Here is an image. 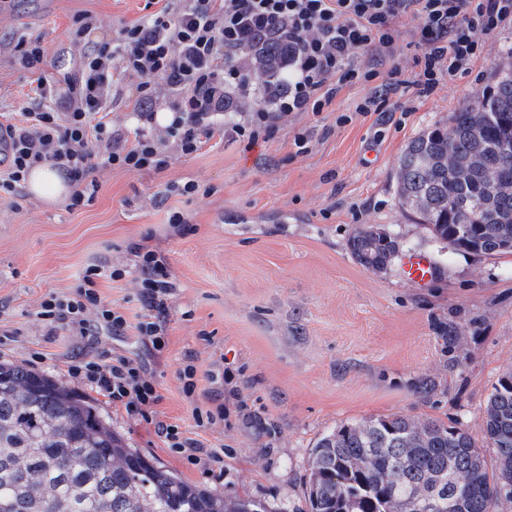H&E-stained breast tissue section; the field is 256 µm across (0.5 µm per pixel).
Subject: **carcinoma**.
I'll return each mask as SVG.
<instances>
[{
	"instance_id": "1",
	"label": "carcinoma",
	"mask_w": 512,
	"mask_h": 512,
	"mask_svg": "<svg viewBox=\"0 0 512 512\" xmlns=\"http://www.w3.org/2000/svg\"><path fill=\"white\" fill-rule=\"evenodd\" d=\"M265 78L263 103L288 86V41L243 50ZM399 201L458 250L512 252V64L494 85L411 140L396 164ZM359 264L399 252L380 227L354 233ZM472 434L392 415L347 423L310 450L307 512H499L512 502V367L499 377ZM0 512H268L253 499L191 485L126 447L88 400L21 363L0 362Z\"/></svg>"
}]
</instances>
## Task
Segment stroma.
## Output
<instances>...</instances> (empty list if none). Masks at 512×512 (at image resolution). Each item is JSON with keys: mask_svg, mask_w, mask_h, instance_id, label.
Instances as JSON below:
<instances>
[{"mask_svg": "<svg viewBox=\"0 0 512 512\" xmlns=\"http://www.w3.org/2000/svg\"><path fill=\"white\" fill-rule=\"evenodd\" d=\"M147 0H10L0 13V119L38 110L40 83L60 86L76 50L78 15H95L88 43L108 42L146 14ZM40 42L44 62L24 69L19 41ZM469 72L426 97L390 96L392 122L353 111L364 95L344 85L329 109L285 117L269 138L249 144L214 137L196 153L174 155L161 171L101 167L92 203L69 209L22 194L0 201V362L64 379L76 352L139 358L155 375L161 401L151 421L127 416L102 397L91 401L126 444L189 482L230 497L264 502L269 512L305 508L307 460L336 426L405 415L469 428L480 423L499 376L512 365V253L475 254L432 238L406 213L395 166L423 130L491 86L508 63L512 24L482 36ZM347 123H338L342 114ZM307 134L298 151L297 134ZM197 183L199 194L175 193ZM184 221L170 223L173 213ZM383 227L401 254L381 270L360 265L349 240ZM161 253L178 288L167 302V348L150 354L134 333L47 335L35 313L45 295L68 294L90 265L129 264L132 244ZM427 254L435 266L423 288L401 277L400 257ZM105 302L129 321L142 312L133 277L99 282ZM457 339L444 344L442 330ZM193 355L199 382L185 396L177 371ZM230 371L247 408L224 424L197 427L214 409L210 374ZM436 383L420 397L423 379ZM224 450L215 476L166 447L156 422Z\"/></svg>", "mask_w": 512, "mask_h": 512, "instance_id": "1", "label": "stroma"}]
</instances>
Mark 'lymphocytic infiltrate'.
<instances>
[{
  "instance_id": "obj_1",
  "label": "lymphocytic infiltrate",
  "mask_w": 512,
  "mask_h": 512,
  "mask_svg": "<svg viewBox=\"0 0 512 512\" xmlns=\"http://www.w3.org/2000/svg\"><path fill=\"white\" fill-rule=\"evenodd\" d=\"M404 16L418 22V71L410 82L389 64L401 38L397 22ZM94 24L87 13L76 21L73 41L80 46L79 63L64 74L63 94L42 89L40 110L24 113L21 124L0 125V139L10 146L7 168L0 171L1 201L18 196L34 166L49 163L70 180L71 207L89 204L99 189L93 176L97 166L161 170L170 164L164 142L190 155L220 130L254 143L271 135L286 115L323 112L343 84L367 89L355 113L388 119V94L412 87L425 97L440 78L468 72L483 51L482 36L512 24V0H164L158 11L123 27L112 41L84 45ZM283 37L293 47L287 90L271 108H256L218 127L213 117L224 102L225 88L252 89L236 63L240 50L260 38ZM358 49L370 54L372 65L353 63L351 53ZM126 76L141 79L134 109L139 125L131 134L113 128L108 119ZM155 79L169 92L165 106L170 119L160 137L153 133ZM131 252L133 266L91 265L73 292L42 299L36 316L48 335L66 329L90 336L102 326L117 336L132 330L153 353H162L167 333L158 315L165 312L177 284L157 251L136 245ZM131 270L145 309L134 323L105 303L98 288L100 278L121 279ZM67 374L132 417L148 418L161 399L154 374L134 357L105 362L80 353Z\"/></svg>"
}]
</instances>
